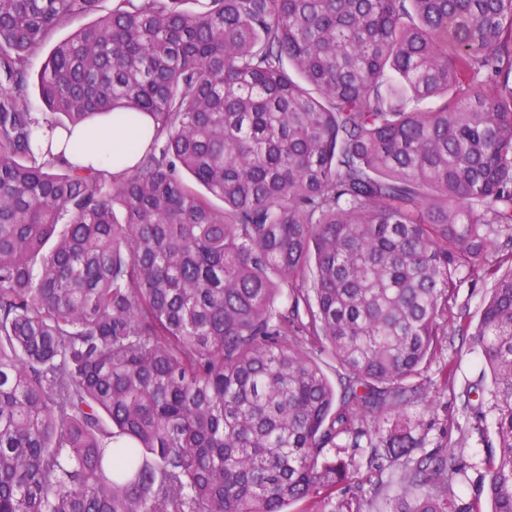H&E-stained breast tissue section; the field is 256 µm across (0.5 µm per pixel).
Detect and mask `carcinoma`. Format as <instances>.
I'll use <instances>...</instances> for the list:
<instances>
[{
    "label": "carcinoma",
    "mask_w": 512,
    "mask_h": 512,
    "mask_svg": "<svg viewBox=\"0 0 512 512\" xmlns=\"http://www.w3.org/2000/svg\"><path fill=\"white\" fill-rule=\"evenodd\" d=\"M97 2L0 0V512H482L405 413L466 277L512 512V0H113L34 111ZM114 112L129 172L40 141ZM111 9H112V0H101L98 4V14L81 17V18L73 21L72 24L70 26H68L67 28L59 30L53 36L50 43L45 47L44 51L42 53L37 54L36 56H34L32 58L31 65H30V69H31L32 73L36 74L41 69L44 59H45V55L48 54V51L55 43L69 37L76 30H78L79 28L83 27L84 25L92 22L99 15L107 14ZM485 290L483 284L479 281L475 283H462L460 288L456 290L457 303L465 304L470 309L471 315L474 316L473 323L477 320V315L482 307Z\"/></svg>",
    "instance_id": "carcinoma-1"
}]
</instances>
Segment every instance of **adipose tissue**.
<instances>
[{"instance_id": "obj_1", "label": "adipose tissue", "mask_w": 512, "mask_h": 512, "mask_svg": "<svg viewBox=\"0 0 512 512\" xmlns=\"http://www.w3.org/2000/svg\"><path fill=\"white\" fill-rule=\"evenodd\" d=\"M108 128L87 129L81 126L72 130L61 128L50 132L52 151L64 155L72 164L100 167L108 156H115V170L133 166L150 144L155 127L149 117H140L138 124L122 123L120 115H113Z\"/></svg>"}]
</instances>
